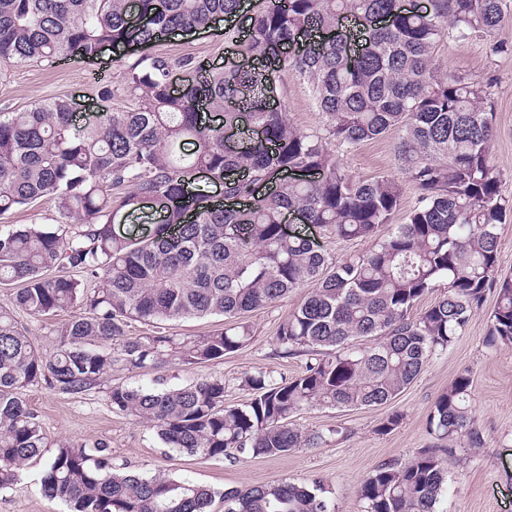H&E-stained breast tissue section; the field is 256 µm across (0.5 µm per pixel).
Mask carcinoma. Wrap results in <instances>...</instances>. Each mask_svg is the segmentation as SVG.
Instances as JSON below:
<instances>
[{"instance_id": "carcinoma-1", "label": "carcinoma", "mask_w": 512, "mask_h": 512, "mask_svg": "<svg viewBox=\"0 0 512 512\" xmlns=\"http://www.w3.org/2000/svg\"><path fill=\"white\" fill-rule=\"evenodd\" d=\"M503 0H254L247 30L224 28V65L196 56L142 55L125 74L138 102L76 125L70 103L43 100L0 113V214L48 198L58 227L0 231V489L26 461L47 459L42 491L72 512H210L215 492L169 473L121 470L102 443L49 439L24 398L45 384L72 397L114 367L177 365L192 371L242 348L247 314L298 288L304 301L276 330L280 354L306 357L300 375L258 370L251 394L224 403V378L194 374L176 387L117 384L112 410L150 424L165 447L188 455L279 457L319 448L342 428L304 432L305 410L383 406L428 360L466 332L496 296L484 344L512 345V275L499 273L498 226L512 199L490 164L495 103L489 83L440 75L443 40L496 39ZM241 0H0V62L92 61L106 47L129 55L177 32L238 15ZM192 77L178 87L172 78ZM305 82L324 132L294 127L276 105L282 75ZM398 134L399 175L360 180L338 152ZM221 183L224 202L210 194ZM417 198L404 207V187ZM163 208L145 238L115 232ZM403 222L394 223L399 212ZM298 212L342 240L371 239L362 255L334 260L285 228ZM445 294L415 313L433 289ZM79 307L43 346L18 327ZM218 316L224 328L178 336L170 321ZM139 322L154 328L129 337ZM464 372L428 417L438 444L405 463L384 462L361 486L364 512H437L448 474L443 454L482 445ZM320 479L224 492V512H330Z\"/></svg>"}]
</instances>
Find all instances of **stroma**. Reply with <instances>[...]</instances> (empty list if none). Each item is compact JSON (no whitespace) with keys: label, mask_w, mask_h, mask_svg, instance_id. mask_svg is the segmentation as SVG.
<instances>
[{"label":"stroma","mask_w":512,"mask_h":512,"mask_svg":"<svg viewBox=\"0 0 512 512\" xmlns=\"http://www.w3.org/2000/svg\"><path fill=\"white\" fill-rule=\"evenodd\" d=\"M160 52L182 56L191 54L223 63L227 47L224 29L194 35L173 36L159 47ZM132 56L115 57L104 51L88 62H0V112H23L38 102L63 97L72 100L79 123L99 120L104 112H122L137 105L130 94L125 73ZM441 74L461 75L491 82L496 105V133L490 161L501 179L503 194L512 196V55H495L484 39L444 42L432 58ZM104 73L111 97L100 95L102 85L94 77ZM281 101L291 123L304 131H322L324 119L310 97L306 84L284 75ZM396 134L364 143L356 151L340 154L343 167L353 177L370 179L395 174L393 147ZM300 288L275 307L249 315L251 340L236 352L210 362L204 373L223 377L224 400L240 404L250 397L240 386L241 379L256 369L272 375L295 377L304 368L303 358L275 356V336L279 322L295 310L306 296ZM494 306L486 300L463 336L445 353L433 356L419 377L387 405L370 408L316 409L296 418L298 427L323 430L342 427L344 435L319 448H302L278 458L208 459L164 447L155 430L144 423L113 412L106 389L124 383L152 385L163 378L166 385L186 382L180 367H165L149 373L114 369L103 389L82 397H71L38 385L28 388L26 400L52 438L79 439L88 444L102 442L112 453L114 464L150 475L164 470L210 487L217 498L213 512H224L222 495L230 488L287 480L305 483L322 479L333 512H362L360 489L365 478L386 461L404 462L434 438L427 425L436 399L462 372L472 377V406L476 426L483 435L478 448L459 446L445 458L449 492L437 506L438 512H512V345L488 348L483 343L488 316ZM403 416L391 432L379 430L388 414ZM43 458L26 462L13 487L0 490V512H67L60 501L41 491Z\"/></svg>","instance_id":"1"}]
</instances>
